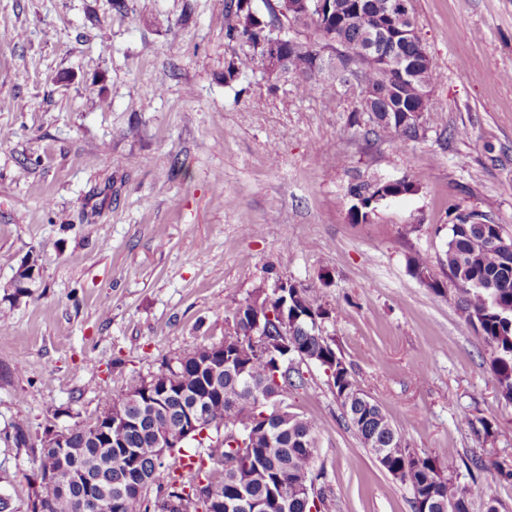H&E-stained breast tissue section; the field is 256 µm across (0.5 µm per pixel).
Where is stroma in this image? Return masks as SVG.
I'll use <instances>...</instances> for the list:
<instances>
[{
	"mask_svg": "<svg viewBox=\"0 0 512 512\" xmlns=\"http://www.w3.org/2000/svg\"><path fill=\"white\" fill-rule=\"evenodd\" d=\"M229 0H0V498L29 512L32 438L93 419L165 360L224 338L226 311L288 279L407 448L453 461L470 512H512V402L440 261L458 215L512 235V0H412L432 120L395 145L355 96L227 79ZM417 190L352 218L349 189ZM429 256L445 295L410 265ZM36 262L26 294L11 282ZM290 411L318 424L327 512H411L322 368ZM491 423L487 438L467 424Z\"/></svg>",
	"mask_w": 512,
	"mask_h": 512,
	"instance_id": "35a3bbf8",
	"label": "stroma"
}]
</instances>
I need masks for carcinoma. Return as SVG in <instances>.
I'll list each match as a JSON object with an SVG mask.
<instances>
[{
    "instance_id": "cac0c4a2",
    "label": "carcinoma",
    "mask_w": 512,
    "mask_h": 512,
    "mask_svg": "<svg viewBox=\"0 0 512 512\" xmlns=\"http://www.w3.org/2000/svg\"><path fill=\"white\" fill-rule=\"evenodd\" d=\"M340 12L351 8L361 10V24H341L334 32L340 37L345 55L336 63L313 67V59L304 44L284 43L287 64L276 78L296 81V90L302 94L319 92L326 97L336 96L338 73L359 54L367 41L369 29L383 11V0H333ZM269 19L248 22L253 12L252 0H232L226 9L225 37L239 46V52L229 61L228 78L245 72L267 73L265 59L253 46L266 33L288 29L292 24L306 28L308 24L291 20L282 12L281 0L266 3ZM425 49L420 40L403 39L384 42L383 54L405 59L422 58ZM436 68L433 61L411 79L403 80L371 66L363 72L366 82L378 86L381 95L357 101L356 111L373 114L377 133L388 135L394 142L419 137L415 121H403L407 112H415L429 104L430 87ZM373 191L368 184H356L350 192L365 196L363 204L354 208L355 217L366 220L373 210ZM476 217L469 213L458 216L452 226L445 259L442 265L448 276L464 268L466 280L457 285V303L466 314L484 342L491 348L490 369L502 398L512 401V237L503 235L498 224H468ZM415 274L423 279L435 294H443L440 283L430 275V260L419 255L414 259ZM272 314L264 322L265 342L272 346L270 356H260L252 341L253 324L250 313L256 308ZM328 312L318 299L304 288L290 286L280 293L257 289L252 296L225 313L224 324L233 329L234 338L224 341V359L212 360L205 366L197 360L194 351L184 354L175 367L164 362L152 374L156 385L154 393L139 402L129 403L125 414L130 425L113 434L115 444L103 445L87 427H76L69 432L71 453L55 484L33 487V496L49 505V512H69L65 500L80 497L81 488L70 479V471L81 468L88 473L100 493L123 501L122 512H149L151 488L158 468L169 459L173 473L167 491L174 497L170 512H184L181 505L191 506V512H311L315 504L326 505V488L313 497L298 488L312 485L320 477L315 472L317 425L311 418L288 410L283 405L282 390L302 387L305 379L299 368H292L283 359L277 341L288 332V357L303 353L309 361L331 371L327 376L330 389L346 424L356 432L371 454L392 447L393 440H402L396 426L375 403L341 401L344 388L355 384L342 357L320 334L312 317ZM210 400L207 415L212 425L210 433H218L237 422H252L250 447H233V438H223L221 448H209L207 458L182 472L178 463L185 458L181 449L173 448L165 457L154 451L155 430L177 427L186 409L202 397ZM382 467L389 473L404 471L409 480L412 512H443L453 505L454 512H469L466 492L454 478V466H443L430 457H420L408 448L388 457ZM137 472L144 483L141 490H132L128 474ZM216 484L224 498H235L232 510L216 508L198 489L201 481Z\"/></svg>"
}]
</instances>
